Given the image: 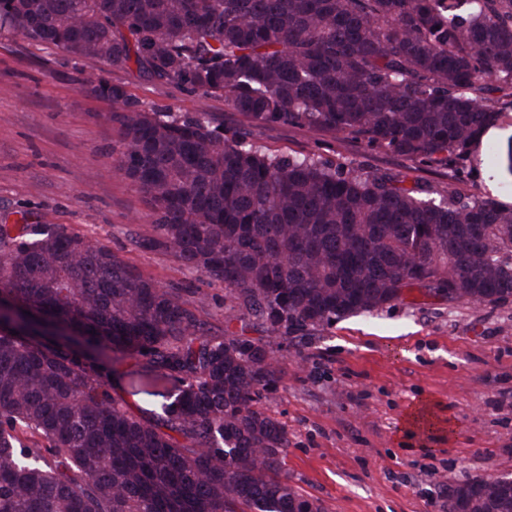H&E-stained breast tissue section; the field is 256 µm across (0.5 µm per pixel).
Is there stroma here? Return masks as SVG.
Instances as JSON below:
<instances>
[{
	"instance_id": "obj_1",
	"label": "stroma",
	"mask_w": 512,
	"mask_h": 512,
	"mask_svg": "<svg viewBox=\"0 0 512 512\" xmlns=\"http://www.w3.org/2000/svg\"><path fill=\"white\" fill-rule=\"evenodd\" d=\"M99 63L22 38L0 36V216L26 209L42 224L108 245L136 273L188 302L216 296L199 316L208 327L259 339L256 326L225 322L222 286L145 247L155 235L150 205L118 163L112 105L85 92ZM144 107L204 112L242 124L223 97L187 92L114 71ZM284 153L320 151L432 185L444 179L410 161L360 151L341 137L292 126L253 130ZM512 97L472 144L457 186L512 207ZM278 390L266 403L288 432L283 470L325 512H448L451 486L475 476H512V303L476 305L413 294L410 300L342 319L324 335L276 353ZM432 400L450 415L444 433L413 447L396 437L407 409Z\"/></svg>"
}]
</instances>
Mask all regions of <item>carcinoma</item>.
Segmentation results:
<instances>
[{
  "mask_svg": "<svg viewBox=\"0 0 512 512\" xmlns=\"http://www.w3.org/2000/svg\"><path fill=\"white\" fill-rule=\"evenodd\" d=\"M108 70L221 95L247 126L159 112L104 77L119 167L156 237L224 286L227 321L308 339L417 289L512 301V209L454 186L512 96V0H0V34ZM342 135L448 177L271 151L253 126ZM0 223V512H313L282 473L267 413L271 343L212 332L101 242L18 212ZM16 334H11V331ZM136 367L118 372L125 357ZM160 398L135 417L114 378ZM449 512H512V479L474 477Z\"/></svg>",
  "mask_w": 512,
  "mask_h": 512,
  "instance_id": "1",
  "label": "carcinoma"
}]
</instances>
